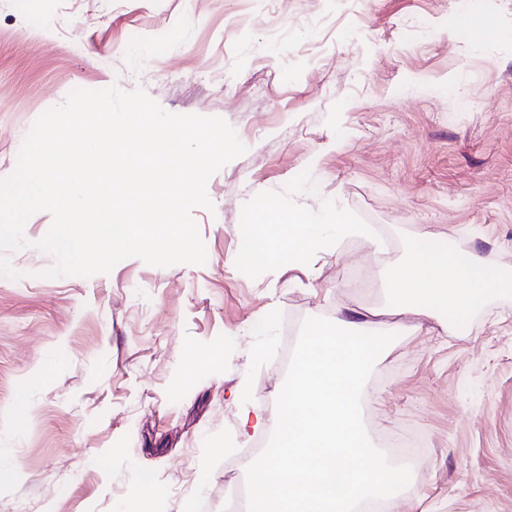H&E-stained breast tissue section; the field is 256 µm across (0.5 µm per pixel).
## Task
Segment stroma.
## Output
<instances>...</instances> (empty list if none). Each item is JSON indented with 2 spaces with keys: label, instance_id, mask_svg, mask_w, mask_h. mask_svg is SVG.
<instances>
[{
  "label": "stroma",
  "instance_id": "1",
  "mask_svg": "<svg viewBox=\"0 0 512 512\" xmlns=\"http://www.w3.org/2000/svg\"><path fill=\"white\" fill-rule=\"evenodd\" d=\"M484 36L466 42L456 17ZM143 89L165 111L223 118L247 147L192 216L202 265L119 262L49 278V212L0 276V431L34 408L0 475V512H224L243 477L240 419L274 407L306 325L380 306L389 269L423 233L512 275V0H0V178L76 89ZM342 210L360 237L301 265L238 260L257 203ZM207 368H195L198 356ZM387 435L425 439L404 500L420 512H512V288L464 330L400 320L359 400Z\"/></svg>",
  "mask_w": 512,
  "mask_h": 512
}]
</instances>
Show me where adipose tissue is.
I'll use <instances>...</instances> for the list:
<instances>
[{
    "label": "adipose tissue",
    "instance_id": "adipose-tissue-1",
    "mask_svg": "<svg viewBox=\"0 0 512 512\" xmlns=\"http://www.w3.org/2000/svg\"><path fill=\"white\" fill-rule=\"evenodd\" d=\"M315 216L282 217L257 204L238 228V259L266 265L279 258L301 262L324 251ZM512 279L477 255L453 253L445 239L424 234L406 261L394 267L384 290L381 314L412 315L419 326L463 325L494 292ZM365 311L343 307L331 321L316 320L288 368V395L276 412L257 404L242 419L243 429L274 428L273 455L248 469V512H355L357 503L376 500L393 512L407 474L374 460L355 411L365 369L389 343L384 329L367 328Z\"/></svg>",
    "mask_w": 512,
    "mask_h": 512
}]
</instances>
